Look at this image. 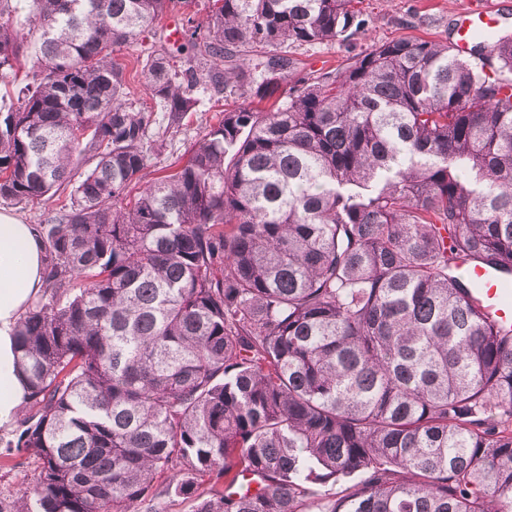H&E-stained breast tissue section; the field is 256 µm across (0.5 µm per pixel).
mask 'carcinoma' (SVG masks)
I'll list each match as a JSON object with an SVG mask.
<instances>
[{"label": "carcinoma", "mask_w": 512, "mask_h": 512, "mask_svg": "<svg viewBox=\"0 0 512 512\" xmlns=\"http://www.w3.org/2000/svg\"><path fill=\"white\" fill-rule=\"evenodd\" d=\"M172 2L0 0V84L41 66L0 101V198L65 196L0 436L39 466L0 512H512V334L461 270L512 277V37L478 64L376 44L220 113L147 181L202 95L270 99L286 47L361 26V0H206L136 57L159 121L113 52Z\"/></svg>", "instance_id": "1"}]
</instances>
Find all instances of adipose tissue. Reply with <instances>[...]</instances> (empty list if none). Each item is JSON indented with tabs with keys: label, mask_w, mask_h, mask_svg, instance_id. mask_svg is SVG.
Segmentation results:
<instances>
[{
	"label": "adipose tissue",
	"mask_w": 512,
	"mask_h": 512,
	"mask_svg": "<svg viewBox=\"0 0 512 512\" xmlns=\"http://www.w3.org/2000/svg\"><path fill=\"white\" fill-rule=\"evenodd\" d=\"M45 253L33 225L0 212V427L15 422L25 384L17 366L18 321L44 286Z\"/></svg>",
	"instance_id": "obj_1"
}]
</instances>
